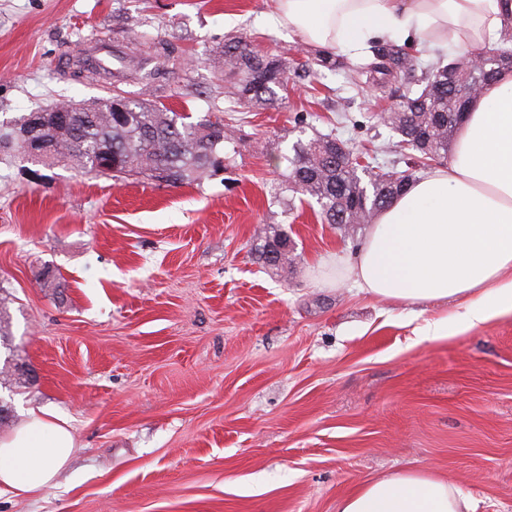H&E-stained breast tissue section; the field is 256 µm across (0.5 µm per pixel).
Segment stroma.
<instances>
[{
  "mask_svg": "<svg viewBox=\"0 0 512 512\" xmlns=\"http://www.w3.org/2000/svg\"><path fill=\"white\" fill-rule=\"evenodd\" d=\"M273 14V0H0V129L61 100L140 97L79 61L144 35L177 57L154 100L233 132L221 173L176 187L0 153V437L48 408L75 440L53 486L1 493L0 512H336L368 480L425 468L477 512H512V314L423 340L457 302L337 281L329 255L354 258L361 234L282 185L317 132L394 160L378 114L419 74L356 91L370 48L321 64ZM242 32L288 64L279 109L224 95L217 60ZM267 224L293 241L288 276L255 260Z\"/></svg>",
  "mask_w": 512,
  "mask_h": 512,
  "instance_id": "obj_1",
  "label": "stroma"
}]
</instances>
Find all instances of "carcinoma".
Here are the masks:
<instances>
[{
    "instance_id": "cac0c4a2",
    "label": "carcinoma",
    "mask_w": 512,
    "mask_h": 512,
    "mask_svg": "<svg viewBox=\"0 0 512 512\" xmlns=\"http://www.w3.org/2000/svg\"><path fill=\"white\" fill-rule=\"evenodd\" d=\"M171 55L166 44L146 40L140 52L119 51L116 57L149 91L164 74V62ZM266 61L243 36L225 44L220 69L237 77L233 84L237 100L270 106L282 103L283 93L288 91L285 64L270 71L262 67ZM417 67L423 75L422 88L388 111L392 130L400 136L395 147L418 153L411 170L398 171L358 160L352 166L348 158L329 147L328 140L336 138L332 133L316 135L306 142L299 140L293 146L286 175L289 191L315 199L322 223L367 224L400 196L413 181L415 170L432 162L444 164L458 130L448 118L467 105L475 91L509 69L496 61L487 67V75L460 70L450 82L444 76L448 66L441 61L423 66L420 52L411 53L395 45L377 50L373 61L364 65L369 73L382 76ZM104 108L105 102L100 101L62 117L49 114L48 121L59 130L50 163L62 162L91 172L97 164L110 160L115 177L150 179V172L158 170L166 173L165 183L171 186L201 181L224 165L221 152L232 135L222 119L187 122L185 115L144 98L127 100L122 112L109 114ZM258 239L257 260L267 273L280 276L292 268L294 250L288 249V231L270 224L261 229Z\"/></svg>"
}]
</instances>
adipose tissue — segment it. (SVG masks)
<instances>
[{
    "mask_svg": "<svg viewBox=\"0 0 512 512\" xmlns=\"http://www.w3.org/2000/svg\"><path fill=\"white\" fill-rule=\"evenodd\" d=\"M278 20L323 49L370 41L470 49L512 30V0H275ZM330 264L361 290L406 304L453 299L456 320L429 324L424 339L454 335L512 314V71L469 103L448 165L410 182L366 225L354 263ZM74 437L58 413H31L0 438V491L31 494L68 463ZM459 487L428 471L361 484L337 512H476Z\"/></svg>",
    "mask_w": 512,
    "mask_h": 512,
    "instance_id": "1",
    "label": "adipose tissue"
}]
</instances>
